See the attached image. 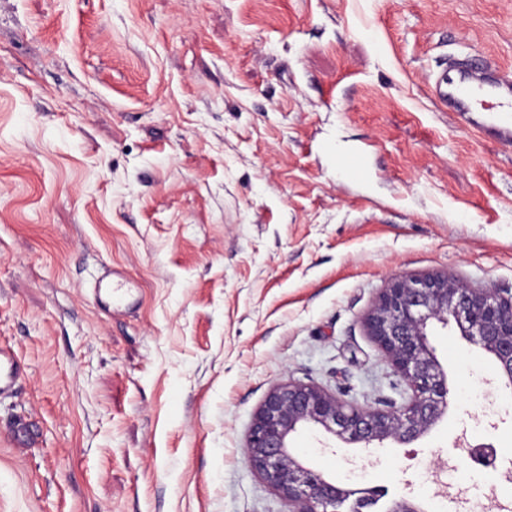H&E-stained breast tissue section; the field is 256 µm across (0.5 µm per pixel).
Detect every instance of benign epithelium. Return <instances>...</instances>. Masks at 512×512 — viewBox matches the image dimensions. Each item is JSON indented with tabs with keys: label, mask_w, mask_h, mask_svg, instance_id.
I'll list each match as a JSON object with an SVG mask.
<instances>
[{
	"label": "benign epithelium",
	"mask_w": 512,
	"mask_h": 512,
	"mask_svg": "<svg viewBox=\"0 0 512 512\" xmlns=\"http://www.w3.org/2000/svg\"><path fill=\"white\" fill-rule=\"evenodd\" d=\"M453 322L470 344L490 355L512 386V293L478 288L450 274L392 279L364 318L367 335L404 384L400 400L382 407L343 399L313 383L274 387L251 421L245 453L254 472L288 505V512H371L379 495L344 489L293 453L291 436L313 425L366 448L391 440L410 444L445 414L451 390L431 345V325ZM463 461L497 466L490 442L463 445Z\"/></svg>",
	"instance_id": "obj_1"
}]
</instances>
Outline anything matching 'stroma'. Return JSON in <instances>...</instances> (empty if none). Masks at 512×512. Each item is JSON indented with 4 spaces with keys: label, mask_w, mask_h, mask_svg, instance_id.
I'll return each instance as SVG.
<instances>
[{
    "label": "stroma",
    "mask_w": 512,
    "mask_h": 512,
    "mask_svg": "<svg viewBox=\"0 0 512 512\" xmlns=\"http://www.w3.org/2000/svg\"><path fill=\"white\" fill-rule=\"evenodd\" d=\"M452 54L512 73V0H0V512H287L245 454L275 385L396 398L363 326L392 278L512 292V147L433 101ZM107 267L132 309L96 306ZM431 343L452 397L417 441L292 446L384 506L512 508L461 463L512 466V389ZM25 373L14 350L10 346L0 345V398L14 393ZM463 448V462L484 463L497 469L498 452L493 443L479 442L476 444L466 443ZM492 467L483 468L486 475H494L495 470Z\"/></svg>",
    "instance_id": "1"
}]
</instances>
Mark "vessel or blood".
<instances>
[{"mask_svg": "<svg viewBox=\"0 0 512 512\" xmlns=\"http://www.w3.org/2000/svg\"><path fill=\"white\" fill-rule=\"evenodd\" d=\"M439 102L488 138L512 145V77L478 73L470 58L449 59L433 80ZM95 299L107 300L113 309L132 304L134 291L121 272L108 269L91 288ZM25 377L14 350L0 345V398L11 395Z\"/></svg>", "mask_w": 512, "mask_h": 512, "instance_id": "1", "label": "vessel or blood"}]
</instances>
